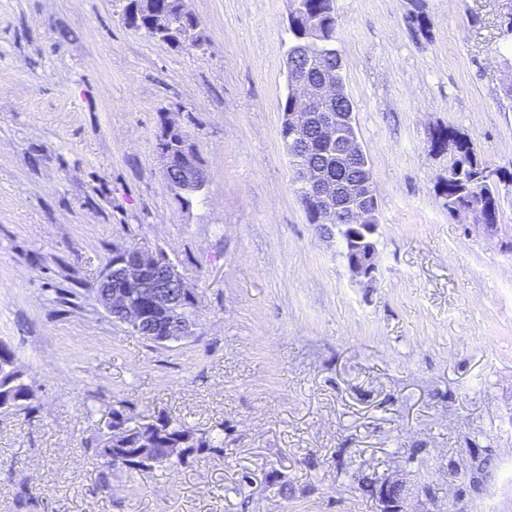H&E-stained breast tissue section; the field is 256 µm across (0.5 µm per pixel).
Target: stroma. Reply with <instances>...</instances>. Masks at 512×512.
<instances>
[{
	"instance_id": "35a3bbf8",
	"label": "stroma",
	"mask_w": 512,
	"mask_h": 512,
	"mask_svg": "<svg viewBox=\"0 0 512 512\" xmlns=\"http://www.w3.org/2000/svg\"><path fill=\"white\" fill-rule=\"evenodd\" d=\"M125 4L0 0V342L36 408L0 414V512H383L363 484L384 477L404 512H512V0H336L378 198L370 280L308 222L280 139L290 0H189V50ZM164 117L201 193L167 183ZM461 140L500 174L494 225L443 206ZM140 242L195 289L197 336L156 344L96 305ZM119 402L223 424V456L99 492L82 442ZM174 25L175 22L170 21L169 18L158 17L157 20H154L151 24L138 31L153 40L165 43L169 46L180 49L189 48L186 44H179L180 40L177 36L176 27H174ZM185 130L180 124L166 122L158 139V151L164 163L166 180L181 197L199 193L208 184L207 170L191 137L185 138ZM179 136L184 139H179Z\"/></svg>"
}]
</instances>
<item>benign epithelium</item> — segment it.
<instances>
[{"instance_id":"obj_1","label":"benign epithelium","mask_w":512,"mask_h":512,"mask_svg":"<svg viewBox=\"0 0 512 512\" xmlns=\"http://www.w3.org/2000/svg\"><path fill=\"white\" fill-rule=\"evenodd\" d=\"M140 32L169 46L188 48L180 44L174 22L167 17L158 18ZM290 91L296 111L286 113L281 129L284 149L291 152L305 144L310 122L314 121L320 126L321 141L335 151L336 159L355 160L361 147L348 132L350 114L332 108L340 95L336 79L327 75L321 83L311 84L298 76ZM158 151L166 180L177 195H193L206 188L207 170L194 142L186 136L185 127L164 123ZM299 168L305 202L317 212L321 222L328 225L345 221L350 271L360 278H373L377 269L373 236L378 229V199L373 182L355 184L335 179L327 171L305 163ZM95 301L129 331L158 344L198 335V323L192 315V303L196 302L194 291L166 253L144 243L114 252L112 262L104 267L97 282ZM402 491L401 481L386 478L380 482L384 512H401Z\"/></svg>"}]
</instances>
